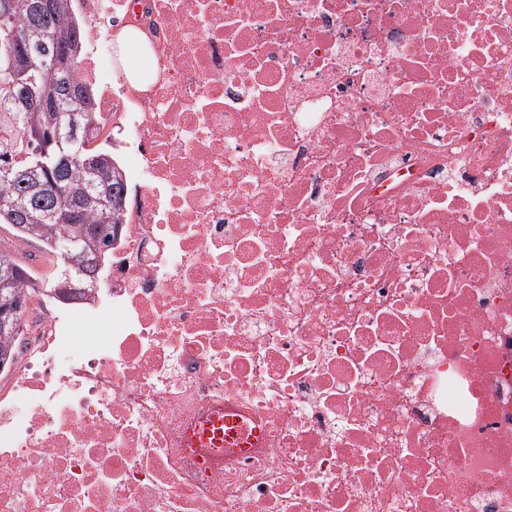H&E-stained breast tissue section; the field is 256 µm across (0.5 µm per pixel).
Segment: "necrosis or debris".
Instances as JSON below:
<instances>
[{"instance_id":"4bbe7bcc","label":"necrosis or debris","mask_w":512,"mask_h":512,"mask_svg":"<svg viewBox=\"0 0 512 512\" xmlns=\"http://www.w3.org/2000/svg\"><path fill=\"white\" fill-rule=\"evenodd\" d=\"M81 14L134 185L16 339L0 512H512V0Z\"/></svg>"}]
</instances>
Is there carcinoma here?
Wrapping results in <instances>:
<instances>
[{"label": "carcinoma", "mask_w": 512, "mask_h": 512, "mask_svg": "<svg viewBox=\"0 0 512 512\" xmlns=\"http://www.w3.org/2000/svg\"><path fill=\"white\" fill-rule=\"evenodd\" d=\"M10 13L0 10V101L8 100L11 121L17 124L11 150L0 144V223L10 224L23 240L35 239L59 257L62 270L53 284L58 293L72 285L79 272L93 273L112 249L115 228L122 223L123 208L111 201L123 196V176L112 155L89 147L100 134L95 127L94 107L71 95V86L84 90L80 71L83 35L74 21L73 0H52V10L42 14L37 0H8ZM43 41L57 50L61 62L44 65L37 61L28 72L18 70L28 44ZM32 95L62 101L59 110L30 112L26 101ZM78 120L88 135L69 143H58L45 134ZM46 153L45 166L35 163V151ZM90 230L79 242L87 260L67 264L60 248L74 229L60 224L64 217ZM29 273L7 252L0 251V303L27 302L24 284ZM25 309L16 313L11 329L0 330V364L14 361V338L25 328Z\"/></svg>", "instance_id": "carcinoma-1"}]
</instances>
